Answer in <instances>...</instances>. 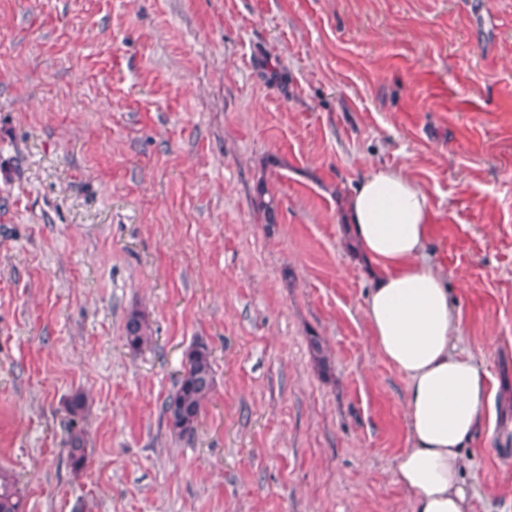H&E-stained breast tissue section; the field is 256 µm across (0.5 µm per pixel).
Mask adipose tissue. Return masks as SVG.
I'll use <instances>...</instances> for the list:
<instances>
[{
  "label": "adipose tissue",
  "mask_w": 512,
  "mask_h": 512,
  "mask_svg": "<svg viewBox=\"0 0 512 512\" xmlns=\"http://www.w3.org/2000/svg\"><path fill=\"white\" fill-rule=\"evenodd\" d=\"M346 232L372 275L370 342L408 383L407 446L395 481L412 512H473L465 450L492 403L478 358L461 348L448 275L433 259L431 205L404 172L378 167L349 196Z\"/></svg>",
  "instance_id": "1"
}]
</instances>
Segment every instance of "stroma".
Segmentation results:
<instances>
[{
    "instance_id": "obj_1",
    "label": "stroma",
    "mask_w": 512,
    "mask_h": 512,
    "mask_svg": "<svg viewBox=\"0 0 512 512\" xmlns=\"http://www.w3.org/2000/svg\"><path fill=\"white\" fill-rule=\"evenodd\" d=\"M377 166L429 196L495 390L464 479L512 512V0H0V468L24 512H411L407 383L342 227ZM196 341L215 386L181 439L162 407ZM127 346L134 352L147 348L155 343L153 332L143 314L136 309L129 311L125 323ZM87 408V399L76 392L66 402V423L64 448L73 472L79 473L87 462V440L83 419Z\"/></svg>"
}]
</instances>
